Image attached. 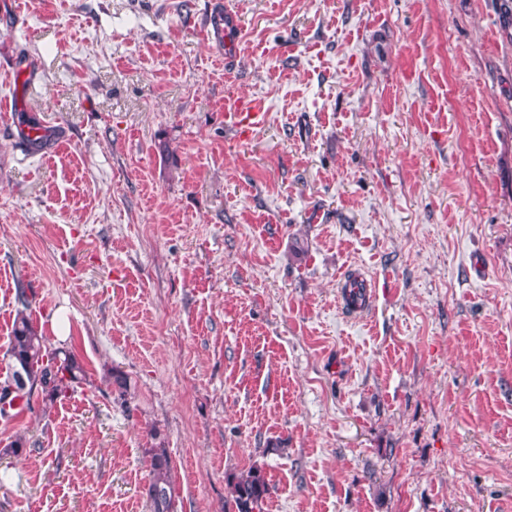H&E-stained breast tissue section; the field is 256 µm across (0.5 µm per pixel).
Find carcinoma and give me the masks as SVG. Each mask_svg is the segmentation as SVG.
<instances>
[{
  "mask_svg": "<svg viewBox=\"0 0 512 512\" xmlns=\"http://www.w3.org/2000/svg\"><path fill=\"white\" fill-rule=\"evenodd\" d=\"M22 310L17 312L13 334L5 352L9 363L22 370L26 390L21 401L14 406L17 412L31 409L34 393L42 396L46 404H54L85 383L86 372L75 354L67 347L52 348L47 344L26 309L29 299L25 290L18 293ZM121 405H127L128 379L118 369L107 367ZM150 458V480L145 495L150 512H177L170 456L163 444L146 449ZM235 512H263L269 484L261 468L254 466L247 474L228 478Z\"/></svg>",
  "mask_w": 512,
  "mask_h": 512,
  "instance_id": "1",
  "label": "carcinoma"
}]
</instances>
